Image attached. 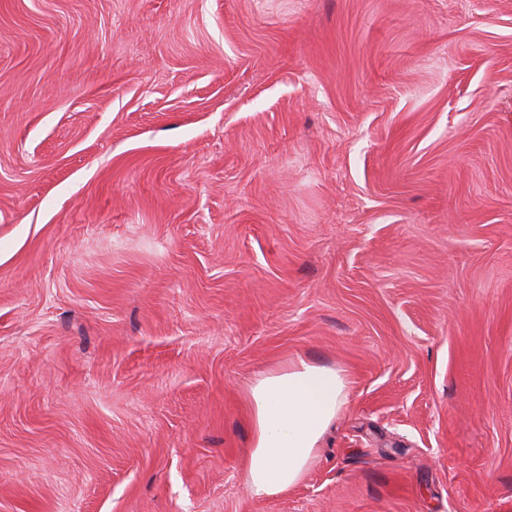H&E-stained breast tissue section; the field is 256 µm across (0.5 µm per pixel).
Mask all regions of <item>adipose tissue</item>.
Instances as JSON below:
<instances>
[{"label":"adipose tissue","mask_w":512,"mask_h":512,"mask_svg":"<svg viewBox=\"0 0 512 512\" xmlns=\"http://www.w3.org/2000/svg\"><path fill=\"white\" fill-rule=\"evenodd\" d=\"M346 401V376L302 357L256 377L248 388L252 442L243 466L253 497L278 495L303 480Z\"/></svg>","instance_id":"1"}]
</instances>
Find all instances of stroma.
<instances>
[{
  "instance_id": "obj_1",
  "label": "stroma",
  "mask_w": 512,
  "mask_h": 512,
  "mask_svg": "<svg viewBox=\"0 0 512 512\" xmlns=\"http://www.w3.org/2000/svg\"><path fill=\"white\" fill-rule=\"evenodd\" d=\"M0 512H512V0H0ZM342 373L298 357L251 383L252 442L243 477L253 497L278 495L303 480L347 401Z\"/></svg>"
}]
</instances>
